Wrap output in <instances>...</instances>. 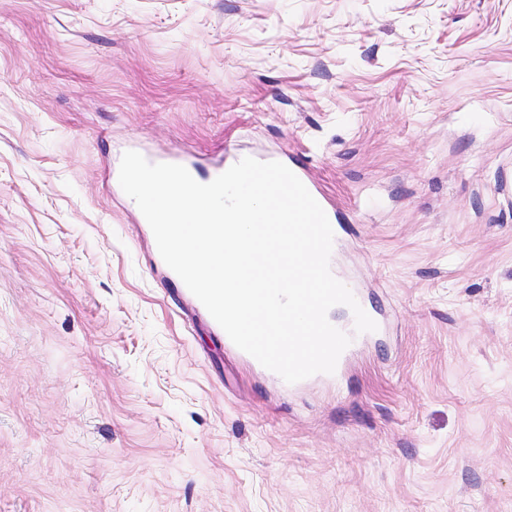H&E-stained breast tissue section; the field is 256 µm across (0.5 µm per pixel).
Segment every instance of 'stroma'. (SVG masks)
Here are the masks:
<instances>
[{
    "label": "stroma",
    "instance_id": "stroma-1",
    "mask_svg": "<svg viewBox=\"0 0 512 512\" xmlns=\"http://www.w3.org/2000/svg\"><path fill=\"white\" fill-rule=\"evenodd\" d=\"M128 150L307 170L379 333L248 361ZM0 512H512V0H0Z\"/></svg>",
    "mask_w": 512,
    "mask_h": 512
}]
</instances>
